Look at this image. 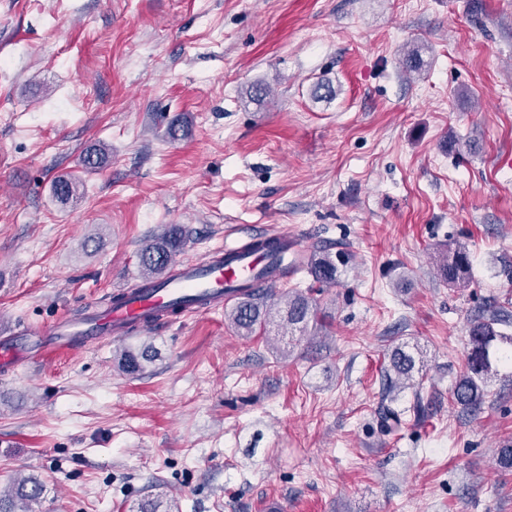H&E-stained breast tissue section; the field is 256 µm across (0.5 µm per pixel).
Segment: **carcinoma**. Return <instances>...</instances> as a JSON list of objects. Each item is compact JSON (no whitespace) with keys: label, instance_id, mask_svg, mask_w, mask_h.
Instances as JSON below:
<instances>
[{"label":"carcinoma","instance_id":"obj_1","mask_svg":"<svg viewBox=\"0 0 512 512\" xmlns=\"http://www.w3.org/2000/svg\"><path fill=\"white\" fill-rule=\"evenodd\" d=\"M77 178L65 176L54 185L57 200L66 204L76 198ZM186 230L179 224L168 226L160 235L147 243L140 251L139 267L141 277H155L162 274L183 250ZM347 257L341 253L315 255L308 263L309 273L320 287H330L337 282L338 272L345 265ZM438 277L455 288L470 287V258L468 246L456 242L454 247L439 262ZM232 329L239 336L251 337L259 331L268 332V327H277L276 352L283 359L288 358V345L294 337L309 336L318 326V309L314 298L296 288L276 295L271 291L257 288L246 294L226 309L224 313ZM512 322L506 311L491 310L469 320L467 327L469 351L465 371L452 387V398L462 409L475 412L480 409L487 396L488 383L498 374L492 364L490 348L495 341L508 345L499 353L497 361L512 362V334L498 329L500 325ZM153 359V347L145 345L136 350L123 348L120 351L119 368L134 375L143 371L144 363ZM416 360L412 353L395 349L390 358V369L386 379L390 388H404L413 382ZM44 486L40 478L28 473L18 478L6 491H0V512H41ZM162 495L148 497L138 503L136 512H178L175 504L161 509Z\"/></svg>","mask_w":512,"mask_h":512}]
</instances>
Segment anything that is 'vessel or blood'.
<instances>
[{
  "mask_svg": "<svg viewBox=\"0 0 512 512\" xmlns=\"http://www.w3.org/2000/svg\"><path fill=\"white\" fill-rule=\"evenodd\" d=\"M257 241L253 235L207 259L174 264L165 274L147 279L145 287H124L113 291L108 303L88 304L82 317H63L39 331L14 330L0 338V368L79 348L102 336H126L222 308L239 299L243 287L258 277L265 287H274L277 276L268 270L272 260L255 250Z\"/></svg>",
  "mask_w": 512,
  "mask_h": 512,
  "instance_id": "1",
  "label": "vessel or blood"
}]
</instances>
